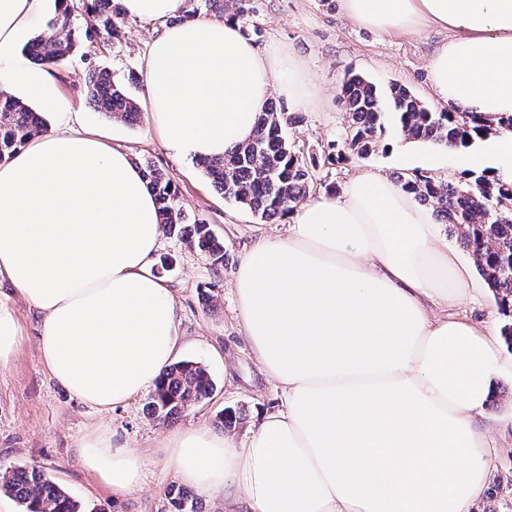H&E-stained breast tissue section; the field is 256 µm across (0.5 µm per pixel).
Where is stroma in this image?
Returning a JSON list of instances; mask_svg holds the SVG:
<instances>
[{
	"label": "stroma",
	"mask_w": 512,
	"mask_h": 512,
	"mask_svg": "<svg viewBox=\"0 0 512 512\" xmlns=\"http://www.w3.org/2000/svg\"><path fill=\"white\" fill-rule=\"evenodd\" d=\"M163 22L126 18L119 42L105 47L81 42L55 70L62 111L71 115L74 128H108L112 145L124 149L132 163L160 169L177 187L189 214L208 224L224 244V255L213 258L191 248L182 238L163 234L157 252L164 277L179 309L181 348L178 360L205 366L214 381L210 398L172 421L149 416V392L110 412L82 403L50 378L40 362L37 340L44 317L9 285L0 286V308L10 311L21 337L10 360L0 364V471L36 466L63 486L84 506L85 512H169L167 492L178 478L166 460L167 433L201 426L223 434L224 413L238 415L232 433L245 438L261 415L280 404V392L254 359L239 328L233 280L244 253L257 241L282 233V219L259 220L251 212L225 201L217 193L198 159L176 155L163 144L148 112L127 124L96 111L87 100L84 83L88 67L111 72L137 101L147 98L142 83L143 61L151 40ZM244 35L259 48L288 47L306 66L320 92L307 105L277 106L289 121L283 132L297 152L316 165L315 192L343 188L366 172L386 176L415 172L442 182L459 183L462 173L446 152L426 143H411L388 132L397 150L377 149L360 159L327 161L328 146L344 140L349 117L339 98L345 71L363 73L381 86L406 85L430 109L439 112L429 81V61L448 40V32L426 26L415 33L380 32L349 20L341 0H255L254 11L242 26ZM139 83H130V76ZM491 409L501 425L489 434L495 449L487 473V497L472 512H512V378L500 377ZM111 435L115 445L138 452L144 460L142 482L136 491L112 493L78 459L81 442L97 432Z\"/></svg>",
	"instance_id": "obj_1"
}]
</instances>
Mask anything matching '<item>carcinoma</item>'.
<instances>
[{
  "mask_svg": "<svg viewBox=\"0 0 512 512\" xmlns=\"http://www.w3.org/2000/svg\"><path fill=\"white\" fill-rule=\"evenodd\" d=\"M63 10L49 32L31 40L28 54L44 67L62 66L83 39L111 45L120 39L124 24L113 0H81L85 27L71 20L74 6L58 0ZM218 16L231 13L238 20L254 11L253 0H183L176 18L188 21L200 8ZM87 92L100 112L126 123L139 115V105L123 86L95 67L88 69ZM340 99L350 117V136L329 145L327 159L340 162L349 156L365 157L376 150L387 133L397 130L405 139L431 143L442 149L468 146L491 135L497 126L512 128V115L490 119L476 112H434L409 88L392 83L387 89L354 73L344 76ZM284 113L268 107L261 113L252 139L224 156L202 161L206 174L224 199L250 210L262 221L286 215L314 187L315 167L297 154L282 134ZM45 131L39 114L18 99L0 93V161L10 158L33 136ZM143 176L153 193L160 224L170 232L186 234L187 243L210 256H222L224 244L201 222L184 230L188 215L175 187L162 173L148 167ZM454 185L424 174L395 177L402 189L423 206L432 208L438 221L468 252L473 264L495 293L502 310L512 309V179L467 173ZM214 384L205 367L180 361L166 369L150 396L147 409L169 421L209 398ZM0 491L14 497L24 512H84L79 501L36 467H15L0 475ZM173 512H199L179 488L168 491Z\"/></svg>",
  "mask_w": 512,
  "mask_h": 512,
  "instance_id": "cac0c4a2",
  "label": "carcinoma"
}]
</instances>
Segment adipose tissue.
I'll return each mask as SVG.
<instances>
[{"label":"adipose tissue","instance_id":"1","mask_svg":"<svg viewBox=\"0 0 512 512\" xmlns=\"http://www.w3.org/2000/svg\"><path fill=\"white\" fill-rule=\"evenodd\" d=\"M46 0H0V83L43 106L53 71L18 47ZM388 32L451 36L432 57L437 98L461 112L512 114V0H343ZM147 109L164 144L216 158L252 137L273 96L304 104L305 73L259 49L237 20L166 27L144 62ZM488 155L449 148L455 167L486 156L512 168V131ZM156 201L126 151L100 130L62 123L0 163V283L44 317L50 376L102 411L155 386L180 347L173 291L154 271ZM245 338L280 393L244 441L200 427L170 434L179 480L224 512H472L492 453L496 376L512 371L493 323L455 313L477 285L430 213L376 172L320 193L288 230L254 245L234 279ZM115 494L139 486L143 458L107 434L79 448Z\"/></svg>","mask_w":512,"mask_h":512}]
</instances>
